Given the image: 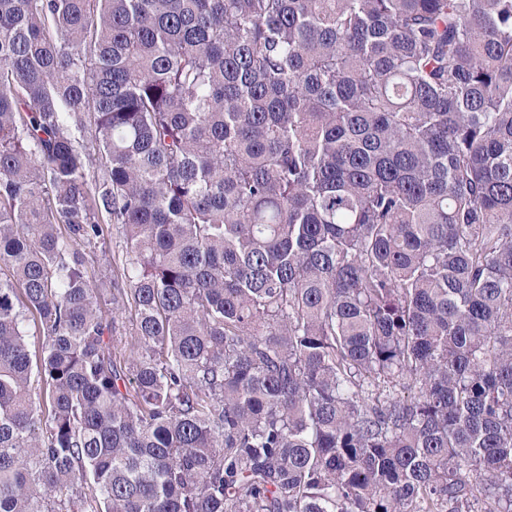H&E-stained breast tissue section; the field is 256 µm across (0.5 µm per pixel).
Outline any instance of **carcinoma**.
<instances>
[{"instance_id":"cac0c4a2","label":"carcinoma","mask_w":512,"mask_h":512,"mask_svg":"<svg viewBox=\"0 0 512 512\" xmlns=\"http://www.w3.org/2000/svg\"><path fill=\"white\" fill-rule=\"evenodd\" d=\"M0 265V512H512V0H0ZM107 225L104 241L91 253L90 266L96 274H108L109 270H112V265L115 266V262L119 263L125 256V238L121 226Z\"/></svg>"}]
</instances>
